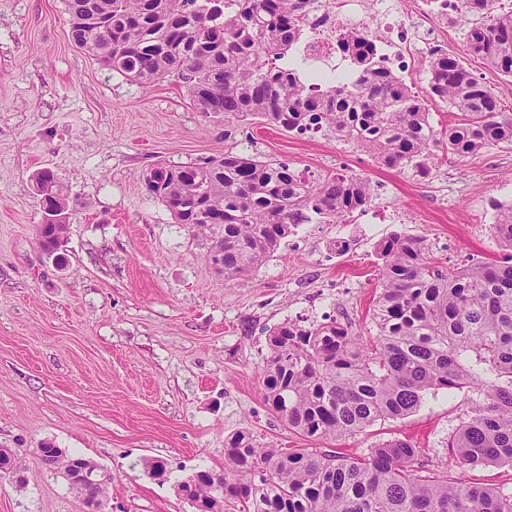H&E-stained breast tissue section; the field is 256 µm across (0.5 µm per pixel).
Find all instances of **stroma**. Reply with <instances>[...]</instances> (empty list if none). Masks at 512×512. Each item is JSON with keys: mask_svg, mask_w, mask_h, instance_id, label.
Listing matches in <instances>:
<instances>
[{"mask_svg": "<svg viewBox=\"0 0 512 512\" xmlns=\"http://www.w3.org/2000/svg\"><path fill=\"white\" fill-rule=\"evenodd\" d=\"M439 43L484 78L512 113V78L473 56L465 31ZM287 161L321 178L367 177L369 207L342 224H302L257 271L223 282L206 242L148 193L157 166H189L226 147ZM51 169L74 209L58 260L39 248L34 174ZM512 188V144L467 158L439 153L429 175L388 168L334 133L303 136L260 119L225 128L173 80L142 87L78 49L65 0H0V448L19 477H0V512H83L37 450L50 442L108 470L112 512H192L176 488L224 467V441L301 440L269 410L260 379L267 338L284 322L337 321L366 334L380 290L379 243L424 238L444 266L506 252L490 226ZM344 240L347 252L327 254ZM470 389L428 396L416 412L328 443L349 456L406 439L430 472L512 490V468L463 470L448 440ZM164 461L155 477L145 461Z\"/></svg>", "mask_w": 512, "mask_h": 512, "instance_id": "35a3bbf8", "label": "stroma"}]
</instances>
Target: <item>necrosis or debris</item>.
Instances as JSON below:
<instances>
[{
	"label": "necrosis or debris",
	"mask_w": 512,
	"mask_h": 512,
	"mask_svg": "<svg viewBox=\"0 0 512 512\" xmlns=\"http://www.w3.org/2000/svg\"><path fill=\"white\" fill-rule=\"evenodd\" d=\"M368 28L371 39L393 72L405 73V50L431 51L438 44V26L431 5L402 18L392 14L387 0H311L302 26L300 55L325 61V73L342 74L337 61L340 33Z\"/></svg>",
	"instance_id": "1"
}]
</instances>
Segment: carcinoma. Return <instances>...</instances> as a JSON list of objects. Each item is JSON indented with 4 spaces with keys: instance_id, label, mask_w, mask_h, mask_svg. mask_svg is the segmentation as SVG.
I'll use <instances>...</instances> for the list:
<instances>
[{
    "instance_id": "obj_1",
    "label": "carcinoma",
    "mask_w": 512,
    "mask_h": 512,
    "mask_svg": "<svg viewBox=\"0 0 512 512\" xmlns=\"http://www.w3.org/2000/svg\"><path fill=\"white\" fill-rule=\"evenodd\" d=\"M308 0H65L70 37L99 63L139 85L165 79L186 88L196 109L224 125L264 119L287 130L326 128L379 163L430 172L436 149L460 157L512 143V113L492 89L442 48L429 60V94L460 112L444 132L405 81L388 74L363 34L342 42L353 64L347 84L320 93L289 65ZM465 0L456 23L473 54L512 77V11ZM145 179L176 223L208 244L206 259L230 282L265 264L300 224L341 223L370 201L359 175L307 183L283 161L228 148L193 166L156 167ZM68 207L54 173L36 174ZM187 214L175 211L176 205ZM493 235L512 251V206L497 209ZM66 227L39 225L49 255ZM381 288L369 341L337 322H287L268 337L264 399L310 448H269L247 432L224 440L210 512H512V491L468 485L424 470L407 440L372 446L359 458L320 445L402 419L427 395L469 388L476 398L448 452L472 469L512 467V254L447 270L425 240L395 234L379 249Z\"/></svg>"
}]
</instances>
